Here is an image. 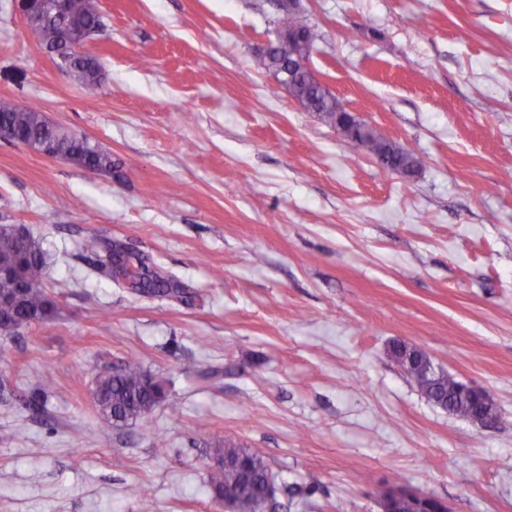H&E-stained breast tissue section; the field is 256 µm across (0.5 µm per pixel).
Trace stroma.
I'll list each match as a JSON object with an SVG mask.
<instances>
[{
	"label": "stroma",
	"mask_w": 512,
	"mask_h": 512,
	"mask_svg": "<svg viewBox=\"0 0 512 512\" xmlns=\"http://www.w3.org/2000/svg\"><path fill=\"white\" fill-rule=\"evenodd\" d=\"M301 3L314 74L421 159L413 177L278 87L256 55L274 0H99L93 96L0 0V99L113 163L0 139V224L39 240L57 305L0 337V512H224L207 488L221 439L266 457L276 512H382L395 484L512 512V0ZM88 237L190 299L98 276ZM396 341L486 390L498 420L430 402ZM131 356L167 398L112 427L96 376Z\"/></svg>",
	"instance_id": "stroma-1"
}]
</instances>
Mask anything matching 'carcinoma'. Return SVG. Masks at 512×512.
<instances>
[{
	"instance_id": "cac0c4a2",
	"label": "carcinoma",
	"mask_w": 512,
	"mask_h": 512,
	"mask_svg": "<svg viewBox=\"0 0 512 512\" xmlns=\"http://www.w3.org/2000/svg\"><path fill=\"white\" fill-rule=\"evenodd\" d=\"M278 29L299 35L303 46L298 49L286 42L270 53L259 54L262 66L276 77L282 76L281 70L294 61V54L302 50L312 52L319 39L317 30L299 10L279 13ZM63 35L62 24L56 20L42 25L39 30L43 47L55 48L66 55ZM72 62L84 90L91 95L97 93L101 82L98 60L91 56L86 63L75 57ZM288 88L303 109L318 114L335 128L341 115L347 113L336 97L327 96L307 72L299 68L293 69ZM0 124L20 131L27 140L34 138L49 142L79 167L88 165L106 172L112 170V154L91 145L78 134L51 127L30 106L0 100ZM342 136L354 149L374 156L388 171L415 173L421 167V159L414 153L387 141L373 129H365L358 121L349 124ZM82 247L93 253L103 250L99 270L116 282H127L137 294L173 298L184 295L177 281L162 276L146 258L128 252L121 243H108L102 247L92 238L84 241ZM0 267H17L22 277L20 282L0 278V297L11 299L8 306H0V337L9 338L21 327L46 321L56 313L54 299L43 288L46 254L37 239L28 234L20 239L13 231L0 226ZM393 357L401 361L403 370L429 400L434 403L445 400L452 404L453 414L472 418L477 409L472 393L453 375L435 370L427 354L403 342L394 345ZM162 389V384L143 369L140 361L130 357L119 369L96 377L95 407L106 424L128 425L158 405L157 395ZM210 452L217 458L209 476L212 493L217 496L232 488L236 492L235 512H265V492L273 479L264 455L226 439L211 446Z\"/></svg>"
}]
</instances>
